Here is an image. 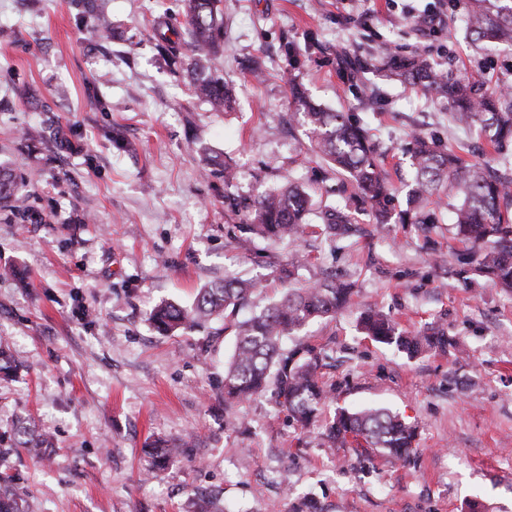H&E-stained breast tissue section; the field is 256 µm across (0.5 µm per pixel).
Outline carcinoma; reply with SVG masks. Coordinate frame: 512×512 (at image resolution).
<instances>
[{
  "instance_id": "1",
  "label": "carcinoma",
  "mask_w": 512,
  "mask_h": 512,
  "mask_svg": "<svg viewBox=\"0 0 512 512\" xmlns=\"http://www.w3.org/2000/svg\"><path fill=\"white\" fill-rule=\"evenodd\" d=\"M183 20L173 17L154 27L155 49L172 67L190 59L195 77V97L213 112H225L235 103L234 89L208 62L224 43L222 0H184ZM466 24L475 39L489 47L512 48V0H469ZM376 62L412 88L448 101L450 120L457 126L476 125L488 133L496 157L493 160L465 163L451 148H440L425 136L414 138L411 150L416 180L409 191L410 209L394 216L391 209L393 188L381 170L375 146L368 131L344 112H333L315 102L291 71L284 72L288 84L290 115L302 119L312 152L331 169L346 175L357 190L358 200L368 206L380 224L398 219L401 224H423V210L430 197L448 186L458 196L455 203L456 236L469 246L479 272L496 284L512 290V176L492 162H512V91L486 89L481 80L463 81L445 74L420 54L398 56L383 52ZM224 172V205L242 217L237 243L244 249L257 239L274 242L295 241L308 224L309 195L289 184L255 198L231 192L236 172L227 162ZM22 184L12 170L0 166V208L13 206L12 214L22 221L31 219L17 205ZM325 231L341 238L350 230V216L332 206L323 213ZM256 284L247 279L227 278L200 289L194 306L186 309L166 302L151 317L154 329L163 336L191 329L201 321L246 305ZM353 288L333 281L306 288H294L282 298L249 319L235 325V349L224 370L222 397L232 406L260 396L275 383L283 398L281 405L293 421L308 427L318 412L331 400L320 378L326 358L315 346L286 351L283 339L316 318L331 317L350 302ZM359 327L371 340L396 347L414 358L426 353H445L456 347L454 340L438 325L404 332L375 308L364 310ZM362 439L396 460L414 451L416 429L384 408L350 413L337 412L325 425L328 447H343L347 438ZM10 447L33 451L48 446L36 426L22 421L9 437ZM181 448L156 440L145 449L148 472L158 473L180 454ZM0 512H25L14 481L0 477Z\"/></svg>"
}]
</instances>
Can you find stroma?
<instances>
[{
  "label": "stroma",
  "instance_id": "35a3bbf8",
  "mask_svg": "<svg viewBox=\"0 0 512 512\" xmlns=\"http://www.w3.org/2000/svg\"><path fill=\"white\" fill-rule=\"evenodd\" d=\"M110 21L66 0H0V164L23 181L35 223L0 209V344L21 367L0 378V434L35 420L51 445L39 455L0 450L26 512H184L205 497L226 512H512V291L460 263L449 207L426 224H376L356 206L345 176L307 157L303 127L288 125V65L299 55L309 94L365 124L407 204L414 135L490 159L483 133L454 127L447 102L372 68L349 85L334 58L365 59L382 46L422 52L459 77L512 86V49L478 51L462 6H449L423 35L394 0H223L224 51L217 66L235 84L234 111L193 96L151 39L154 21L180 0H97ZM319 45L309 48V37ZM261 57L263 80L246 70ZM378 105L369 110L367 97ZM63 128L72 149L32 141L36 126ZM134 146L117 150L113 129ZM232 160L235 192L256 197L288 183L317 212L297 244L256 241L238 249L224 178L209 157ZM350 212L355 232L325 237L318 212ZM228 276L256 279L241 317L289 288L353 283L349 307L301 329L287 347L325 349L332 400L309 427L289 418L275 390L233 407L219 393L234 350L225 320L174 336L149 317L163 301L191 306L201 287ZM399 328L442 326L455 349L416 359L370 341L357 328L364 306ZM385 407L416 426L418 448L393 460L356 441L322 445L326 417L344 408ZM161 437L188 445L164 471L144 470L142 449Z\"/></svg>",
  "mask_w": 512,
  "mask_h": 512
}]
</instances>
